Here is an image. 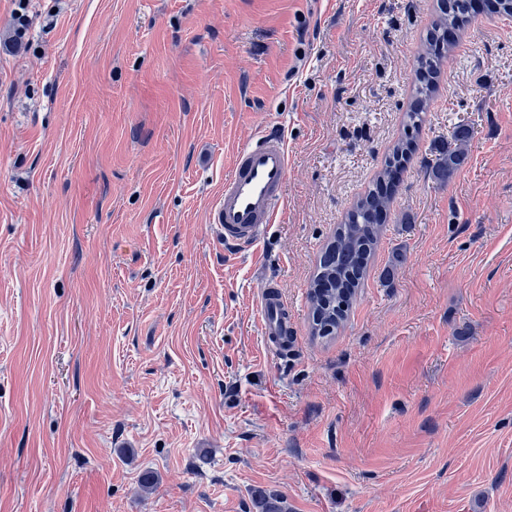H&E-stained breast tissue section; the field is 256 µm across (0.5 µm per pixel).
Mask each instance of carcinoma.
Here are the masks:
<instances>
[{
	"label": "carcinoma",
	"instance_id": "obj_1",
	"mask_svg": "<svg viewBox=\"0 0 512 512\" xmlns=\"http://www.w3.org/2000/svg\"><path fill=\"white\" fill-rule=\"evenodd\" d=\"M466 0H441L439 14L426 35L419 55V66L413 86L415 105L404 115V126L418 131L426 120V105L437 87L441 68L453 52L455 44L444 41L438 32L465 30L472 22L464 10ZM416 151L413 138L398 140L385 159L375 182L364 196L347 212L336 228L333 244L325 249L311 289L312 321L315 330L329 336L344 321L346 311L339 306V293L359 288L365 279L368 263L374 255L381 234L380 216L387 211L390 174L396 167H405ZM464 160L461 148L449 146L439 154L433 166L435 177L447 181ZM258 512H286L283 499L277 494H259L255 501Z\"/></svg>",
	"mask_w": 512,
	"mask_h": 512
}]
</instances>
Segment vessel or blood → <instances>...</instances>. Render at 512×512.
I'll return each mask as SVG.
<instances>
[{"instance_id":"vessel-or-blood-1","label":"vessel or blood","mask_w":512,"mask_h":512,"mask_svg":"<svg viewBox=\"0 0 512 512\" xmlns=\"http://www.w3.org/2000/svg\"><path fill=\"white\" fill-rule=\"evenodd\" d=\"M288 170V146L280 136L265 135L255 145L239 149L233 172L208 212L216 236L238 247L259 242L278 220ZM259 313L265 345L277 350L278 337L288 332L287 303L278 284H263Z\"/></svg>"}]
</instances>
